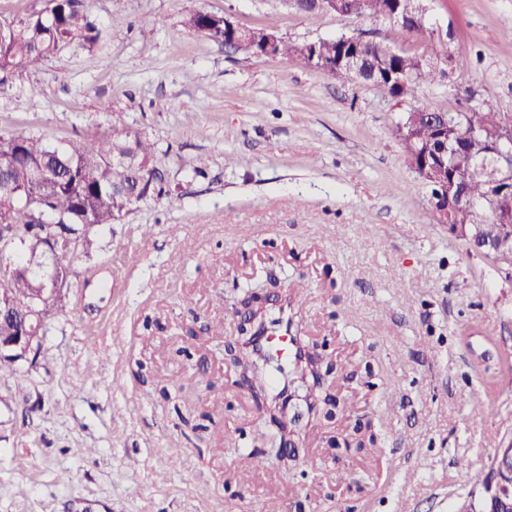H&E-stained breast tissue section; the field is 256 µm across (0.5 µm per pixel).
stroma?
Masks as SVG:
<instances>
[{
	"label": "stroma",
	"instance_id": "stroma-1",
	"mask_svg": "<svg viewBox=\"0 0 512 512\" xmlns=\"http://www.w3.org/2000/svg\"><path fill=\"white\" fill-rule=\"evenodd\" d=\"M88 6L101 41L9 76L0 135L139 133L170 194L74 255L35 364L0 379V512H455L482 490L490 437L512 438V269L435 221L397 124L484 101L512 118V0H434L453 62L403 99L183 24L225 13L295 42L363 31L427 52L385 20L290 0ZM273 282L336 364L337 433L375 432L373 450L328 448L314 424L283 460L272 413L234 387L229 338L205 327ZM257 452L268 471L247 476Z\"/></svg>",
	"mask_w": 512,
	"mask_h": 512
}]
</instances>
